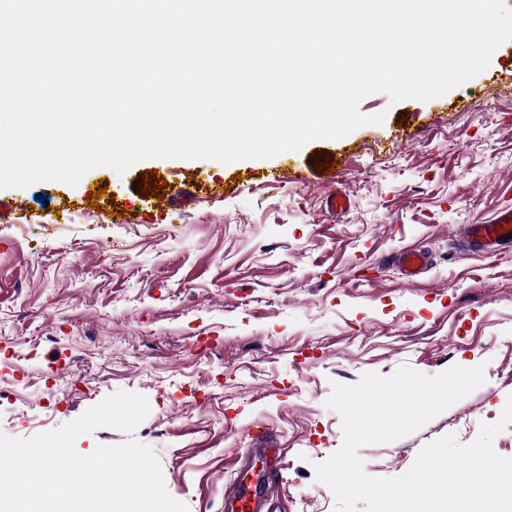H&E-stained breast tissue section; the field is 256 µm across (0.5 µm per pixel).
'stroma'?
I'll return each instance as SVG.
<instances>
[{
    "label": "stroma",
    "mask_w": 512,
    "mask_h": 512,
    "mask_svg": "<svg viewBox=\"0 0 512 512\" xmlns=\"http://www.w3.org/2000/svg\"><path fill=\"white\" fill-rule=\"evenodd\" d=\"M508 63L512 40L467 86L428 101L370 95L360 110L382 124L270 159H149L0 190V433L49 432L139 393L150 413L135 437L189 512H224L265 439L285 451L275 512H334L314 469L342 444L332 382L481 365L483 385L360 454L367 474L394 478L432 440L474 441L512 395V247L459 245L464 225L512 207ZM148 170L170 204L142 196ZM340 190L350 209L328 211ZM405 247L428 251L425 273L394 266Z\"/></svg>",
    "instance_id": "obj_1"
}]
</instances>
